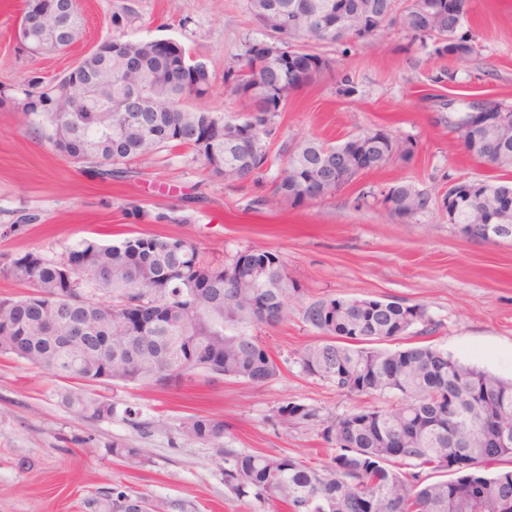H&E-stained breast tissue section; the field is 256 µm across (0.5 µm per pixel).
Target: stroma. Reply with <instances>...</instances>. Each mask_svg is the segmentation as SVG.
I'll use <instances>...</instances> for the list:
<instances>
[{"label": "stroma", "instance_id": "35a3bbf8", "mask_svg": "<svg viewBox=\"0 0 512 512\" xmlns=\"http://www.w3.org/2000/svg\"><path fill=\"white\" fill-rule=\"evenodd\" d=\"M24 0H0V298L26 294L7 276L20 254L58 260L83 239L117 243L142 232L193 241L204 256L231 259L247 249L277 252L301 286L283 320L259 336L281 372L256 387L198 378L178 387L110 383L75 386L0 355V512H83L102 489H132L156 501L186 500L197 512H276L224 486V458L214 445L180 434L185 418L223 420L224 446L246 453L287 454L322 468L330 451L316 432L284 428L273 415L295 401L341 413L385 407L384 397L342 396L302 373L299 353L316 339L303 310L324 295L424 305L439 330L431 343L462 363L512 378V240L489 244L461 237L442 199L461 180L491 176L463 150L450 111L488 101L512 106V0H469L465 31L477 52L458 67L453 85L434 83L448 59L410 41L400 27L381 36L324 47L331 70L299 89L278 119L280 138L315 135L330 143L379 126L414 144L411 162L361 175L331 198L293 207L259 205L270 176L245 185L210 178L191 153L176 149L102 175L98 166L61 157L27 126L29 96L55 84L102 40H173L212 77L202 105L234 121L244 111L224 82L248 45L261 39L248 0H81L83 30L67 50L27 51L17 37ZM131 9L122 28L113 14ZM355 92L345 96L344 85ZM429 192L416 219H393L375 198L395 181ZM79 389L115 403L111 419L87 420L68 409ZM154 423L144 434L122 409ZM117 440L145 448L150 463L128 467L108 454Z\"/></svg>", "mask_w": 512, "mask_h": 512}]
</instances>
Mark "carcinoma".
I'll list each match as a JSON object with an SVG mask.
<instances>
[{
	"label": "carcinoma",
	"mask_w": 512,
	"mask_h": 512,
	"mask_svg": "<svg viewBox=\"0 0 512 512\" xmlns=\"http://www.w3.org/2000/svg\"><path fill=\"white\" fill-rule=\"evenodd\" d=\"M468 0H249L250 13L264 39L246 51L243 63L224 74L230 92L243 102L235 132L224 116L190 104L212 88L207 66H196L176 42L112 39V113L58 112L49 106L54 91L29 104L26 115L35 129H48L55 144L61 127L72 131L68 159L99 166L130 162L164 150L191 151L207 174L238 183L255 182L269 160L277 134L279 101L330 70V61L313 48L352 43L371 37L362 30L337 32L338 13L353 23L387 12L383 27H402L412 38L433 42L434 52L464 62L476 53L475 40L462 32ZM317 21L292 30L269 24L274 14ZM142 73L144 112L124 111L126 83L135 80L124 67V53ZM512 107L490 103L455 123L467 154L499 172L496 180H464L450 186L444 198L458 224H507L512 227V135L499 138L484 128ZM282 166L270 194L257 200L302 206L334 196L355 181L334 180L338 162L357 167L368 159L372 170L400 160L410 162L414 144L390 132L366 130L330 145L316 136L283 140ZM389 215L408 222L426 212L428 192L397 181L381 192ZM171 236L141 233L120 243L85 239L61 261L27 252L12 260L7 274L32 292L0 298V354L55 377L84 382L139 386H178L200 375L241 380L263 386L280 375L266 343L253 334L259 324L282 319L288 300L299 293L279 254L248 249L234 261H208L196 249L189 259L170 247ZM72 270L65 279L63 265ZM233 264L263 271V282L228 283L208 274ZM108 302L96 300L98 296ZM78 335L63 345L44 332L53 318ZM303 320L316 341L298 357L301 371L344 396L390 394L388 408L360 407L338 413L289 401L275 418L286 426L316 432L332 454L318 470L289 455L270 456L220 448L224 486L237 497L282 504L289 512H512V469L492 477L480 468L512 463V437L492 458L484 449L501 440L512 406V380L466 365L424 340L438 324L420 304L325 295L310 302ZM406 337L421 341L401 349L377 344ZM66 406L90 420L110 419L116 405L101 397L67 392ZM181 434L202 443L224 438V421L194 415ZM113 457L133 468L149 462L144 449L130 441H114ZM406 467L400 472L395 465ZM446 474L429 480L424 469ZM152 502L139 492L100 490L85 498L84 512H145Z\"/></svg>",
	"instance_id": "1"
}]
</instances>
